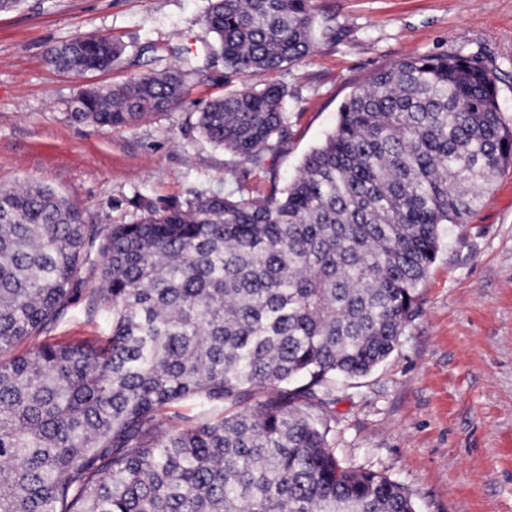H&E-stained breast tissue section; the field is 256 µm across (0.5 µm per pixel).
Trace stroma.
Here are the masks:
<instances>
[{
	"label": "stroma",
	"instance_id": "obj_1",
	"mask_svg": "<svg viewBox=\"0 0 512 512\" xmlns=\"http://www.w3.org/2000/svg\"><path fill=\"white\" fill-rule=\"evenodd\" d=\"M208 0H23L0 13V186L36 183L79 207L87 223L131 222V199L206 191L261 198L294 179L338 122L341 104L378 70L419 55L480 61L497 75L512 125V0H312L315 48L277 72L188 76V103L124 130L72 122L78 87L124 83L177 64L173 47L212 36ZM336 38L328 40L325 29ZM111 34L126 51L104 73L77 78L48 67V49L80 34ZM275 83L287 132L271 168L209 144L195 128L207 100ZM101 258L91 255L78 301L52 328L61 341L105 329L90 316ZM391 357L336 384L324 421L347 466L389 477L416 512H512V165L465 223L443 225L439 252Z\"/></svg>",
	"mask_w": 512,
	"mask_h": 512
}]
</instances>
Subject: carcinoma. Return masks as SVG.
Instances as JSON below:
<instances>
[{
    "mask_svg": "<svg viewBox=\"0 0 512 512\" xmlns=\"http://www.w3.org/2000/svg\"><path fill=\"white\" fill-rule=\"evenodd\" d=\"M201 23L213 43L173 49L197 75L218 61L274 72L314 46L311 0H209ZM125 50L80 35L47 63L79 77ZM188 96L181 67L134 74L78 89L68 116L121 130ZM285 97L276 84L228 92L197 127L262 168ZM511 164L495 74L422 55L376 72L299 176L262 199L140 196L136 219L99 227L48 186H0V512H415L400 484L338 460L318 413L336 378L394 352L441 225L464 223ZM96 246L109 333L61 343L46 332ZM187 401L192 417L176 411Z\"/></svg>",
    "mask_w": 512,
    "mask_h": 512,
    "instance_id": "carcinoma-1",
    "label": "carcinoma"
}]
</instances>
